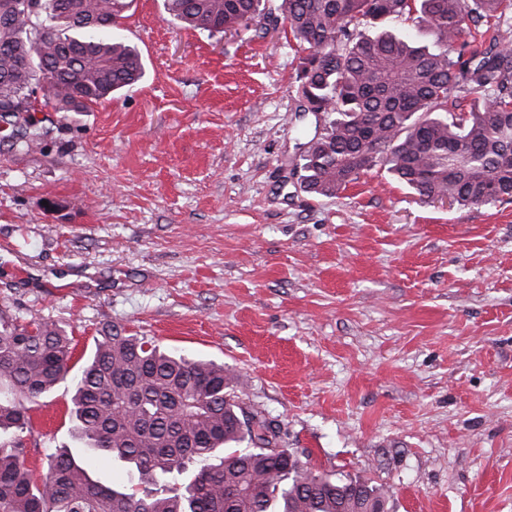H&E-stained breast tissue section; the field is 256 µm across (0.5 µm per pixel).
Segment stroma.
<instances>
[{"label": "stroma", "instance_id": "obj_1", "mask_svg": "<svg viewBox=\"0 0 512 512\" xmlns=\"http://www.w3.org/2000/svg\"><path fill=\"white\" fill-rule=\"evenodd\" d=\"M264 3L212 35L130 0L138 85L0 118V310L66 329L76 368L107 323L224 364L276 447L388 512H512V201H424L378 167L305 192L322 121ZM71 395L30 408L34 473L82 453Z\"/></svg>", "mask_w": 512, "mask_h": 512}]
</instances>
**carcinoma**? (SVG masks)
<instances>
[{"label": "carcinoma", "instance_id": "obj_1", "mask_svg": "<svg viewBox=\"0 0 512 512\" xmlns=\"http://www.w3.org/2000/svg\"><path fill=\"white\" fill-rule=\"evenodd\" d=\"M0 0V115L34 109L42 87L62 112H83L144 74L115 23L126 0ZM261 0H164L173 19L221 33L259 15ZM301 53L297 89L325 116L302 144L300 181L335 196L375 166L424 201L462 207L512 201V0H281ZM434 35L417 45L393 27ZM373 28L369 34L362 26ZM494 30L488 47L468 38ZM478 99L463 104L462 94ZM81 372L72 338L0 311V512H368L384 496L365 481L302 469L268 451L271 423L230 391L224 364L189 359L146 336L101 329ZM70 382L84 448L46 456L34 478L22 434L30 404ZM249 447H241L242 443ZM125 463L144 490L95 481L93 460Z\"/></svg>", "mask_w": 512, "mask_h": 512}]
</instances>
